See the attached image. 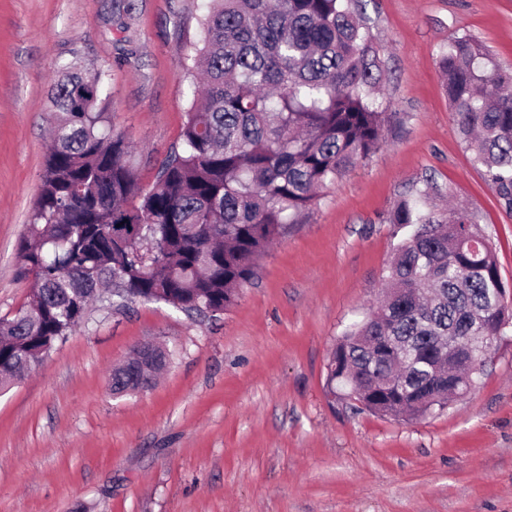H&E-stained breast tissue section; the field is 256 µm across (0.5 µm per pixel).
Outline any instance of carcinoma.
<instances>
[{"instance_id":"obj_1","label":"carcinoma","mask_w":512,"mask_h":512,"mask_svg":"<svg viewBox=\"0 0 512 512\" xmlns=\"http://www.w3.org/2000/svg\"><path fill=\"white\" fill-rule=\"evenodd\" d=\"M211 2L201 44L181 63L203 76V101L192 102L181 149L149 189L129 141L97 110L108 72L60 71L52 145L18 245L30 301L0 316V388L40 365L93 303L226 310L320 190L380 145L384 67L359 0ZM438 64L474 160L512 210V71L467 35L449 36ZM440 196L428 182L390 211L403 237L385 288L397 294L350 325L329 357L331 392L381 417L447 409L467 394L431 376L448 363V344L484 337L471 349L483 365L501 325L512 326L492 245L468 210L436 209ZM164 367L161 349L138 346L112 371V394L149 387Z\"/></svg>"}]
</instances>
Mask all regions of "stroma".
I'll list each match as a JSON object with an SVG mask.
<instances>
[{"label":"stroma","mask_w":512,"mask_h":512,"mask_svg":"<svg viewBox=\"0 0 512 512\" xmlns=\"http://www.w3.org/2000/svg\"><path fill=\"white\" fill-rule=\"evenodd\" d=\"M390 102L379 148L329 185L214 316L134 301L86 321L0 392V512H512V327L475 388L413 421L327 386L337 339L376 302L398 239L385 218L426 181L474 213L512 290V210L453 119L437 57L452 34L512 70V0H363ZM206 0H0V315L27 301V233L67 63L109 73L101 108L150 186L180 146L181 61ZM172 352L123 397L112 367Z\"/></svg>","instance_id":"1"}]
</instances>
